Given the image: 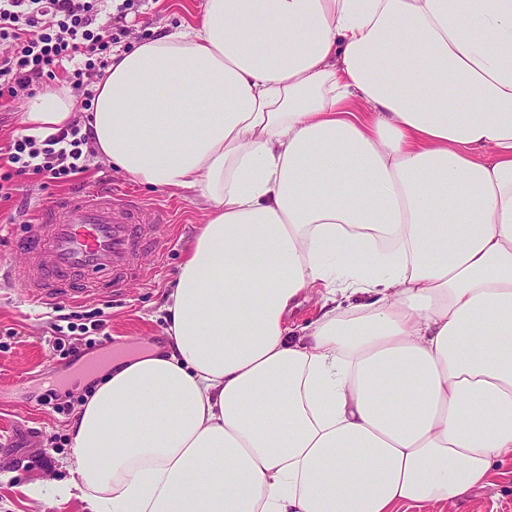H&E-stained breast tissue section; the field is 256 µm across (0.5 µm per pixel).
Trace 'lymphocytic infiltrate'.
I'll return each instance as SVG.
<instances>
[{"label":"lymphocytic infiltrate","instance_id":"1","mask_svg":"<svg viewBox=\"0 0 512 512\" xmlns=\"http://www.w3.org/2000/svg\"><path fill=\"white\" fill-rule=\"evenodd\" d=\"M130 6L131 0H122L102 22L91 0H0V90L29 88L53 65L79 57L84 63L71 74L74 85L86 77L102 78ZM89 143V134L76 124L42 140L12 139L0 151V160L10 167L0 179V199L11 198L14 177L29 173L56 183L78 180L87 170Z\"/></svg>","mask_w":512,"mask_h":512}]
</instances>
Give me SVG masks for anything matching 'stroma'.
<instances>
[{"instance_id": "35a3bbf8", "label": "stroma", "mask_w": 512, "mask_h": 512, "mask_svg": "<svg viewBox=\"0 0 512 512\" xmlns=\"http://www.w3.org/2000/svg\"><path fill=\"white\" fill-rule=\"evenodd\" d=\"M204 0H140L134 26L123 47L145 36L199 19ZM85 176L72 183H49L38 174L17 178L9 200L0 201V263L19 262L17 240L37 223L42 209L65 194L100 186L115 190L132 205L168 209L172 225L162 256L147 253L142 270L117 293L67 300L46 308L17 290L0 289V512H90L78 496L60 499L31 495V484L50 485L73 479L70 426L90 383L106 369L103 350L122 341L139 350L164 342L168 325L166 294L206 211L187 189H149L132 182L100 159L88 158ZM82 316L87 331L79 340L81 359L58 351L55 338L62 317ZM54 389L63 412L46 405ZM433 512H512V463L502 466L492 486L475 490L464 503L438 506Z\"/></svg>"}]
</instances>
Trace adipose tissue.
Masks as SVG:
<instances>
[{
    "label": "adipose tissue",
    "mask_w": 512,
    "mask_h": 512,
    "mask_svg": "<svg viewBox=\"0 0 512 512\" xmlns=\"http://www.w3.org/2000/svg\"><path fill=\"white\" fill-rule=\"evenodd\" d=\"M83 122L207 220L167 349L79 405L54 496L429 512L490 485L512 456V0H204L113 55L91 109L48 89L22 114L39 139Z\"/></svg>",
    "instance_id": "adipose-tissue-1"
}]
</instances>
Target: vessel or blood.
<instances>
[{
    "instance_id": "vessel-or-blood-1",
    "label": "vessel or blood",
    "mask_w": 512,
    "mask_h": 512,
    "mask_svg": "<svg viewBox=\"0 0 512 512\" xmlns=\"http://www.w3.org/2000/svg\"><path fill=\"white\" fill-rule=\"evenodd\" d=\"M166 224L165 211L144 214L108 190L65 197L29 225L25 261L0 273V288L19 289L44 305L121 288L136 276L140 257L158 250Z\"/></svg>"
}]
</instances>
